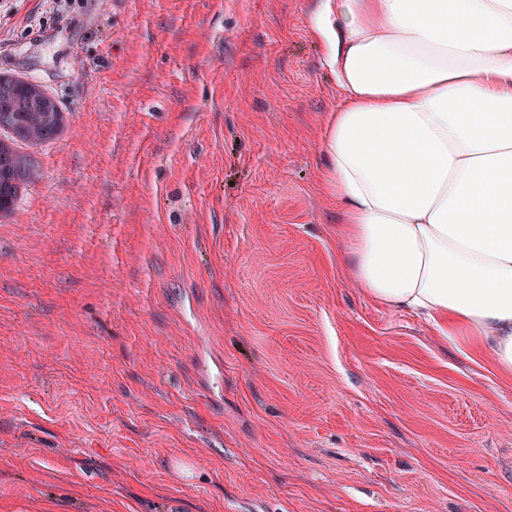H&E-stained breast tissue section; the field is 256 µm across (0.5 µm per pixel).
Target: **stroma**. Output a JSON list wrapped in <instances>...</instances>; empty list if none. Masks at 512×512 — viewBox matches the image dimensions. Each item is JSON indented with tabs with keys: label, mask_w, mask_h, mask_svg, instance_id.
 Returning <instances> with one entry per match:
<instances>
[{
	"label": "stroma",
	"mask_w": 512,
	"mask_h": 512,
	"mask_svg": "<svg viewBox=\"0 0 512 512\" xmlns=\"http://www.w3.org/2000/svg\"><path fill=\"white\" fill-rule=\"evenodd\" d=\"M320 0H0L69 123L0 217V512H512V377L342 273Z\"/></svg>",
	"instance_id": "stroma-1"
}]
</instances>
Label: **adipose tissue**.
I'll return each mask as SVG.
<instances>
[{"mask_svg": "<svg viewBox=\"0 0 512 512\" xmlns=\"http://www.w3.org/2000/svg\"><path fill=\"white\" fill-rule=\"evenodd\" d=\"M348 280L512 376V0H322Z\"/></svg>", "mask_w": 512, "mask_h": 512, "instance_id": "ef3b65f1", "label": "adipose tissue"}]
</instances>
